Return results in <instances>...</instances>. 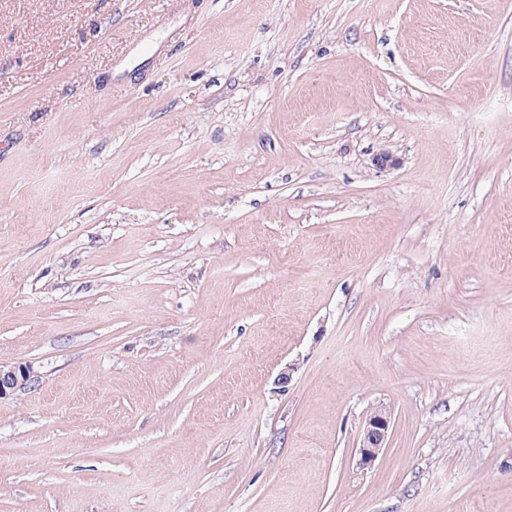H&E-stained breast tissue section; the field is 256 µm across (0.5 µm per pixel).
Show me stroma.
Returning a JSON list of instances; mask_svg holds the SVG:
<instances>
[{
  "instance_id": "stroma-1",
  "label": "stroma",
  "mask_w": 512,
  "mask_h": 512,
  "mask_svg": "<svg viewBox=\"0 0 512 512\" xmlns=\"http://www.w3.org/2000/svg\"><path fill=\"white\" fill-rule=\"evenodd\" d=\"M18 363L0 512H512V0H0ZM391 427V413L385 407H377L366 420L359 448V465L368 466L386 448Z\"/></svg>"
}]
</instances>
